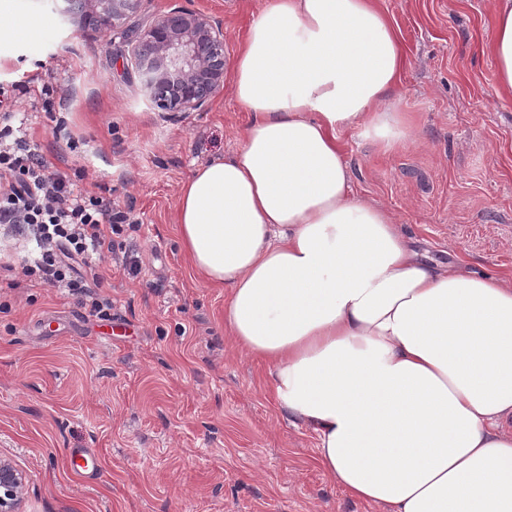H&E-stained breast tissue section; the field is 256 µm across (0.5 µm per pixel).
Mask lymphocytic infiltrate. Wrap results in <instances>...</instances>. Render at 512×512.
Listing matches in <instances>:
<instances>
[{
  "label": "lymphocytic infiltrate",
  "mask_w": 512,
  "mask_h": 512,
  "mask_svg": "<svg viewBox=\"0 0 512 512\" xmlns=\"http://www.w3.org/2000/svg\"><path fill=\"white\" fill-rule=\"evenodd\" d=\"M16 103L15 87L0 86V224L28 235L23 277L88 295L86 271L113 247L130 214L51 171Z\"/></svg>",
  "instance_id": "lymphocytic-infiltrate-1"
}]
</instances>
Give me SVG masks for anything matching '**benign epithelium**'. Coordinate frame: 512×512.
Listing matches in <instances>:
<instances>
[{
  "label": "benign epithelium",
  "mask_w": 512,
  "mask_h": 512,
  "mask_svg": "<svg viewBox=\"0 0 512 512\" xmlns=\"http://www.w3.org/2000/svg\"><path fill=\"white\" fill-rule=\"evenodd\" d=\"M68 11L98 28H116L139 0H65ZM135 77L159 112L209 106L224 85V28L207 15L177 8L129 32ZM25 475L0 459V512H18Z\"/></svg>",
  "instance_id": "1"
}]
</instances>
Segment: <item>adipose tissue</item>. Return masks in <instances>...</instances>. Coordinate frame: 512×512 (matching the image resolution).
Returning <instances> with one entry per match:
<instances>
[{
    "label": "adipose tissue",
    "instance_id": "1",
    "mask_svg": "<svg viewBox=\"0 0 512 512\" xmlns=\"http://www.w3.org/2000/svg\"><path fill=\"white\" fill-rule=\"evenodd\" d=\"M486 49L512 95V0ZM406 53L374 0H267L233 61L250 120L182 184L192 268L224 323L351 496L385 512H512V284L422 260L356 197L337 135L417 141L395 89Z\"/></svg>",
    "mask_w": 512,
    "mask_h": 512
}]
</instances>
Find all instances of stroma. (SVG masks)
<instances>
[{"instance_id": "obj_1", "label": "stroma", "mask_w": 512, "mask_h": 512, "mask_svg": "<svg viewBox=\"0 0 512 512\" xmlns=\"http://www.w3.org/2000/svg\"><path fill=\"white\" fill-rule=\"evenodd\" d=\"M21 2V18L48 28L0 38V84L24 85L20 109L48 106L29 133L49 165L138 222L99 264L108 317L0 274V457L26 476L20 512H383L323 470L267 364L226 336L224 289L197 278L179 245L182 183L232 155L248 121L230 88L204 110L156 111L119 32L83 26L63 0ZM264 2L139 0L124 26L203 12L223 22L230 63ZM376 5L408 57L396 95L418 142L382 153L340 132L352 187L433 261L511 282L512 97L496 96L483 49L492 0ZM72 448L90 449L85 474L68 470Z\"/></svg>"}]
</instances>
